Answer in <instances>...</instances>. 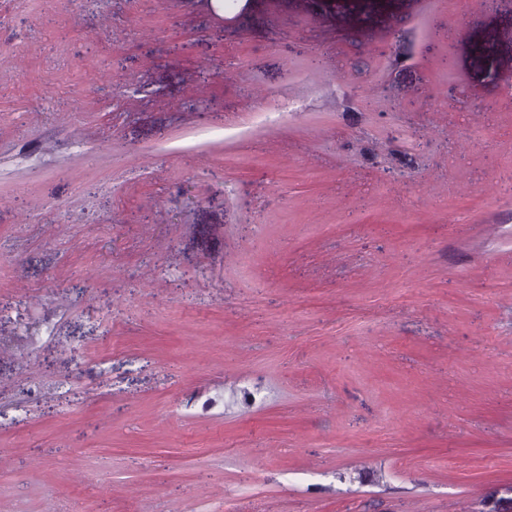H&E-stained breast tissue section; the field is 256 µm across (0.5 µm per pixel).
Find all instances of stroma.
I'll list each match as a JSON object with an SVG mask.
<instances>
[{
    "mask_svg": "<svg viewBox=\"0 0 512 512\" xmlns=\"http://www.w3.org/2000/svg\"><path fill=\"white\" fill-rule=\"evenodd\" d=\"M0 512H512V0H0Z\"/></svg>",
    "mask_w": 512,
    "mask_h": 512,
    "instance_id": "1",
    "label": "stroma"
}]
</instances>
